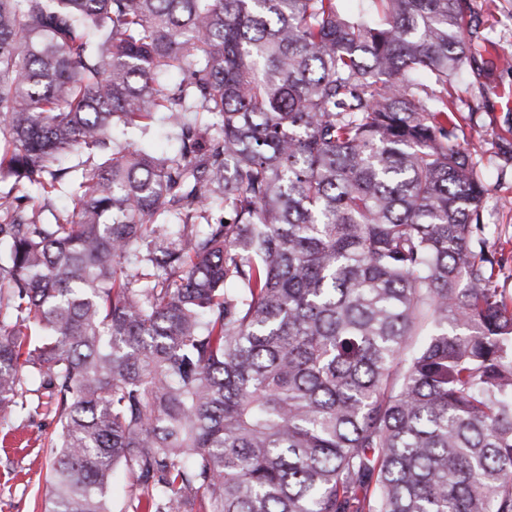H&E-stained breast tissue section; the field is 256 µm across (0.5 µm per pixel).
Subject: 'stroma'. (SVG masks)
I'll list each match as a JSON object with an SVG mask.
<instances>
[{"instance_id":"35a3bbf8","label":"stroma","mask_w":512,"mask_h":512,"mask_svg":"<svg viewBox=\"0 0 512 512\" xmlns=\"http://www.w3.org/2000/svg\"><path fill=\"white\" fill-rule=\"evenodd\" d=\"M471 26L485 40L463 80L449 86L448 98L458 110L468 149L486 187L481 211L487 226V246L503 252L493 284L512 304V70L500 61L512 59V0H469ZM57 428L46 408L29 419L0 425V512H41L37 492L51 469V459L39 447V434Z\"/></svg>"}]
</instances>
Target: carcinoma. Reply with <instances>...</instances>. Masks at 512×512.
Returning a JSON list of instances; mask_svg holds the SVG:
<instances>
[{
	"mask_svg": "<svg viewBox=\"0 0 512 512\" xmlns=\"http://www.w3.org/2000/svg\"><path fill=\"white\" fill-rule=\"evenodd\" d=\"M341 2L0 0L33 201L0 203V422L54 400L43 512H112L119 466L125 512H512V306L448 107L479 35ZM157 121L174 152L116 141ZM143 481L138 472L119 469L112 478V502L114 512L120 511L132 499L139 496Z\"/></svg>",
	"mask_w": 512,
	"mask_h": 512,
	"instance_id": "carcinoma-1",
	"label": "carcinoma"
}]
</instances>
